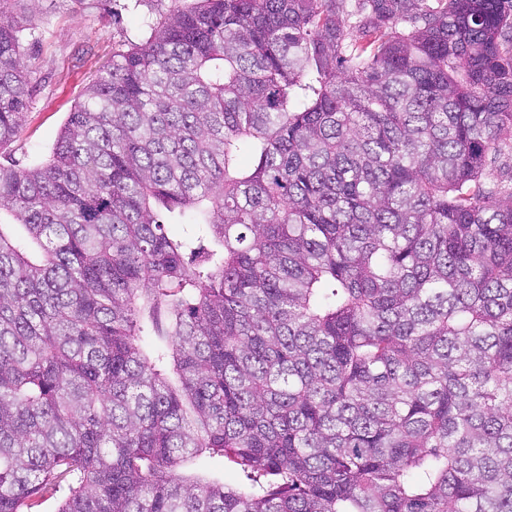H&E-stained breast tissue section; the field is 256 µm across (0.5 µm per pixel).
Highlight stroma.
<instances>
[{
	"instance_id": "1",
	"label": "stroma",
	"mask_w": 512,
	"mask_h": 512,
	"mask_svg": "<svg viewBox=\"0 0 512 512\" xmlns=\"http://www.w3.org/2000/svg\"><path fill=\"white\" fill-rule=\"evenodd\" d=\"M172 0H38L14 9L22 54L33 69L24 122L0 147V163L31 167L49 156L60 128L97 71L145 42Z\"/></svg>"
}]
</instances>
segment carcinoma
Returning a JSON list of instances; mask_svg holds the SVG:
<instances>
[{"mask_svg":"<svg viewBox=\"0 0 512 512\" xmlns=\"http://www.w3.org/2000/svg\"><path fill=\"white\" fill-rule=\"evenodd\" d=\"M510 142L512 0L174 6L0 164V512H512ZM505 147L496 163L489 165L486 171V182L492 185H512V149ZM192 470L202 473L223 474L226 481L235 479V471L222 457H202L194 462Z\"/></svg>","mask_w":512,"mask_h":512,"instance_id":"cac0c4a2","label":"carcinoma"}]
</instances>
